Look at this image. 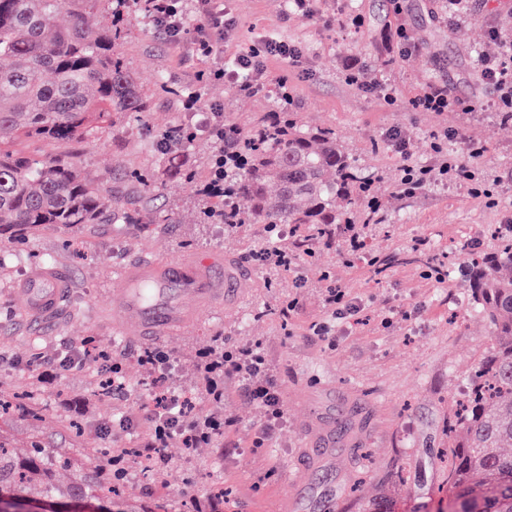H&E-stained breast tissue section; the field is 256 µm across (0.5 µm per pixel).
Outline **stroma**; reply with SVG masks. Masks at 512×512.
<instances>
[{
    "instance_id": "obj_1",
    "label": "stroma",
    "mask_w": 512,
    "mask_h": 512,
    "mask_svg": "<svg viewBox=\"0 0 512 512\" xmlns=\"http://www.w3.org/2000/svg\"><path fill=\"white\" fill-rule=\"evenodd\" d=\"M405 2L400 20L422 42L402 50L386 46L387 31L398 20L386 0H315L307 16L289 13L285 0H224L234 20L225 58L272 38L300 50L295 63L269 62L264 88L241 100L238 115L273 109L276 82L287 76L293 111L303 124L335 129L357 165L374 178L382 204L384 219L368 227L362 253L340 241L320 248L315 259L299 256L285 272L248 262V254L266 243L261 225L244 226L230 237L223 225L197 223L194 185L180 183L148 196L133 192L126 181L125 168L155 167L164 153L154 127L212 121L232 90L225 81L197 87L200 62L183 59L141 14L127 16L119 52L154 93L153 112L75 141L68 153L106 196L161 218L125 224L107 214L84 230L50 224L25 247L0 249V388L23 385L37 372L53 373L41 393L44 447H139L147 434L150 385L134 356L146 343L117 332L105 316L115 271L142 255L204 259L220 253L244 274L239 297L223 311L201 310L187 334L154 347L168 355L178 379L199 346L214 337L234 346L260 344L277 376L284 417L264 447H253L255 411L228 389L214 410L236 419L237 433L191 453L172 440L159 474L128 457L123 504L144 512H191L221 485L227 491L224 512H360L349 494V479L360 472L368 496L396 482V512L422 502L434 512L447 507L440 451L448 402L490 345L488 327L469 308L461 273L466 256L459 247L491 250L490 227L512 226V120L503 121L493 86L479 75L480 55L496 52L497 38H512V0H474L467 15L446 21L434 16L433 0ZM353 59L365 65L367 85L347 81L345 66ZM162 77L196 88L199 111L171 112L156 92ZM432 82L447 84L474 112L439 115L414 108L413 96ZM383 84L392 88L391 99H383ZM393 130L404 136L407 153L395 150L388 137ZM438 134L462 155L469 144L482 147L477 166L488 196H473L459 183L399 194L404 161L434 165ZM421 240L443 254L444 281L429 278L427 265L416 261L413 249ZM375 257L387 260L383 272L372 266ZM38 266L61 268L71 281L65 319L46 328L22 322L17 291ZM318 268L332 271V284L346 290L357 315L338 318L324 308ZM294 298L297 309L282 318V308ZM316 324L325 325L326 334H315ZM89 336L125 367V392L93 393L94 365L82 356ZM68 356L76 358L75 366H63ZM331 418L344 421L345 429L335 447L314 455L310 440Z\"/></svg>"
}]
</instances>
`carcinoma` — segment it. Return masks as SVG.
Wrapping results in <instances>:
<instances>
[{"label": "carcinoma", "mask_w": 512, "mask_h": 512, "mask_svg": "<svg viewBox=\"0 0 512 512\" xmlns=\"http://www.w3.org/2000/svg\"><path fill=\"white\" fill-rule=\"evenodd\" d=\"M96 0H0V244L17 247L48 224L86 228L112 210L129 224H151L153 215L131 213L108 201L73 158L37 161L9 147L21 137L52 141L64 150L122 117L149 113L150 97L127 68L116 46L123 21L93 26L80 3ZM70 13L62 26L57 16ZM278 106L260 112L243 129L233 113L209 124L210 153L198 165L172 157L153 169L131 168L125 177L148 193L178 182L196 188L222 173L220 196L199 195L202 224H260L270 237L280 226L306 231L299 251L308 257L338 239L343 224H369L376 212L361 211L372 181L330 127L300 123L292 111L288 79L278 88ZM197 129L164 126V138L181 148L194 145ZM478 312L487 322L491 346L475 363L463 398L448 404V473L444 487L452 512H512V231L494 249L465 264ZM17 454L0 440V512L50 502L82 512L85 500L112 502L120 479L112 475V450L89 448L106 464L86 467L70 448L30 444ZM79 478L56 483V472ZM395 484L365 503L366 512H394Z\"/></svg>", "instance_id": "carcinoma-1"}]
</instances>
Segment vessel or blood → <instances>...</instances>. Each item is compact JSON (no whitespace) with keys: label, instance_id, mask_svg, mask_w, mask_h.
Returning <instances> with one entry per match:
<instances>
[{"label":"vessel or blood","instance_id":"vessel-or-blood-1","mask_svg":"<svg viewBox=\"0 0 512 512\" xmlns=\"http://www.w3.org/2000/svg\"><path fill=\"white\" fill-rule=\"evenodd\" d=\"M238 278L236 269L217 257L134 263L118 272L120 291L112 318L121 326H134L144 338L171 335L193 323L199 310L223 306ZM67 291V281L57 270L32 269L21 285L25 319L54 324Z\"/></svg>","mask_w":512,"mask_h":512}]
</instances>
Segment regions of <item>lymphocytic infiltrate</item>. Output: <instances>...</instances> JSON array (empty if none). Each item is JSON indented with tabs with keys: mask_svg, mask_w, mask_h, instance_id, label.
Returning a JSON list of instances; mask_svg holds the SVG:
<instances>
[{
	"mask_svg": "<svg viewBox=\"0 0 512 512\" xmlns=\"http://www.w3.org/2000/svg\"><path fill=\"white\" fill-rule=\"evenodd\" d=\"M197 22L187 25L181 0H147L146 10L156 27L163 30L170 43L186 54L209 61L224 56V37L232 21L224 15V0H194ZM297 51L282 41H266L264 51L238 54L237 72L213 69L216 79L236 80L238 71H245L253 90L263 88L269 60L290 61ZM481 77L495 85L499 106L512 112V40L503 39L495 55L485 56ZM137 363L156 395L151 413L153 427L141 453L146 458L162 455L171 439H179L184 448L192 450L209 444L220 434L236 432L237 422L210 413L194 415L186 412L185 402L172 393L167 376L168 357L158 350H145ZM237 382L240 393L259 413L252 444L262 447L271 438L283 416V405L277 379L266 361L260 345L226 346L220 338L201 347L196 355L192 384L208 399L224 398L226 385Z\"/></svg>",
	"mask_w": 512,
	"mask_h": 512,
	"instance_id": "1",
	"label": "lymphocytic infiltrate"
}]
</instances>
